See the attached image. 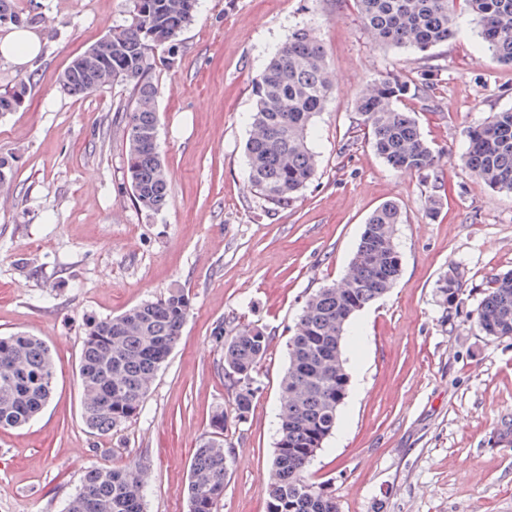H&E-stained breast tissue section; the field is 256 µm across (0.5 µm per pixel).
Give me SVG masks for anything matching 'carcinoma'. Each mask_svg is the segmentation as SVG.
<instances>
[{"instance_id": "carcinoma-1", "label": "carcinoma", "mask_w": 512, "mask_h": 512, "mask_svg": "<svg viewBox=\"0 0 512 512\" xmlns=\"http://www.w3.org/2000/svg\"><path fill=\"white\" fill-rule=\"evenodd\" d=\"M200 0H128L121 23L112 27V54L73 59L61 79L63 90L91 95L109 85L130 89L118 102L126 147V177L135 205L157 212L168 203L171 182L158 149V88L149 79L159 64L171 65L179 36L190 25ZM372 39L384 46L426 52L448 42L461 7L479 27L484 50L512 64V0H355ZM14 25L41 22L23 15L13 0H0V19ZM432 74L421 80L398 75L371 79L355 103L359 125L367 129L376 154L392 169L438 178V160L424 138L408 99H427ZM29 81L0 90V115L24 102ZM323 44L307 28L293 30L253 81L252 130L245 145L249 179L256 193L276 207L288 205L314 178L318 159L309 145L313 119L333 93ZM461 161L492 188L512 193V108L493 113L468 134ZM15 157L0 155V193L11 189ZM403 212L386 202L368 218L347 276L304 301L288 340V365L281 380L275 454L267 483V512H339L336 497L310 483L306 472L333 433L347 397L350 376L343 342L353 315L396 284L401 257L395 242ZM453 268L439 278L437 291L452 308L463 286ZM191 310L189 293L173 288L120 315L85 324L78 358L81 418L98 436H108L137 417L161 368L168 362ZM475 322L488 337H512V272L493 282L476 309ZM271 336L258 325H242L224 340V372L234 375V419L243 422L257 392L254 372L266 356ZM55 364L35 336H0V428H20L47 405ZM229 416L211 417L209 435L196 449L187 496L189 512H218L232 450L224 446ZM147 461L120 468H89L59 512H145Z\"/></svg>"}]
</instances>
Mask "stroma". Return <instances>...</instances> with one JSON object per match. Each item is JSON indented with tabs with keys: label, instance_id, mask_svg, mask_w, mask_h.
I'll use <instances>...</instances> for the list:
<instances>
[{
	"label": "stroma",
	"instance_id": "obj_1",
	"mask_svg": "<svg viewBox=\"0 0 512 512\" xmlns=\"http://www.w3.org/2000/svg\"><path fill=\"white\" fill-rule=\"evenodd\" d=\"M18 6L43 20L33 26L36 59H0V89L30 80L23 106L0 116V154L18 158L0 207V336L39 337L56 383L31 425L0 428V512H57L87 468L138 456L150 464L147 512H189L195 450L215 409L233 410L217 331L247 323L272 342L247 419L224 432L235 462L219 512H266L291 329L310 293L342 280L367 217L388 201L404 212L400 276L351 321L348 394L308 479L335 495L339 512H512V338L475 324L492 279L512 270V194L459 160L472 127L512 108V65L481 49L476 26L420 53L378 45L354 0H201L174 63L151 73L172 196L147 213L128 191L115 113L128 89L82 96L60 87L71 61L121 21L127 0ZM301 27L323 43L335 89L311 128L317 172L276 208L246 173L251 85ZM425 70L435 88L407 106L439 158L440 189L390 169L354 109L368 80ZM455 267L463 288L450 312L436 284ZM172 288L188 291L192 310L143 412L113 435L91 434L76 376L87 320Z\"/></svg>",
	"mask_w": 512,
	"mask_h": 512
}]
</instances>
